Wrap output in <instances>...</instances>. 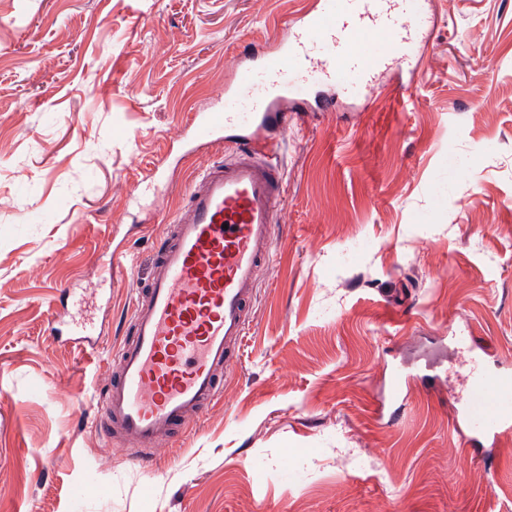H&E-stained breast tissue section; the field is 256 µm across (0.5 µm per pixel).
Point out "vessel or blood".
Wrapping results in <instances>:
<instances>
[{
  "label": "vessel or blood",
  "instance_id": "obj_1",
  "mask_svg": "<svg viewBox=\"0 0 512 512\" xmlns=\"http://www.w3.org/2000/svg\"><path fill=\"white\" fill-rule=\"evenodd\" d=\"M427 4L318 0L276 52L240 68L223 108L191 113L195 142L223 143L225 154L203 167L157 243L97 402L96 427L127 446L128 458L157 461L172 433L219 399L247 334L284 194L280 157L264 130L287 129L283 102L304 101L315 85L352 94L374 88L424 39ZM459 341L476 347L479 359L467 396L453 408V427L479 457L512 433V387L489 372L491 346L468 329Z\"/></svg>",
  "mask_w": 512,
  "mask_h": 512
}]
</instances>
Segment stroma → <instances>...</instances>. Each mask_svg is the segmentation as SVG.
<instances>
[{"label":"stroma","instance_id":"35a3bbf8","mask_svg":"<svg viewBox=\"0 0 512 512\" xmlns=\"http://www.w3.org/2000/svg\"><path fill=\"white\" fill-rule=\"evenodd\" d=\"M302 6L0 0V512H512V434L465 453L456 375L378 410L388 360L460 328L512 368V0H431L409 65L293 116L249 331L157 464L93 423L155 244L224 154L189 113ZM63 287L96 351L48 335Z\"/></svg>","mask_w":512,"mask_h":512}]
</instances>
